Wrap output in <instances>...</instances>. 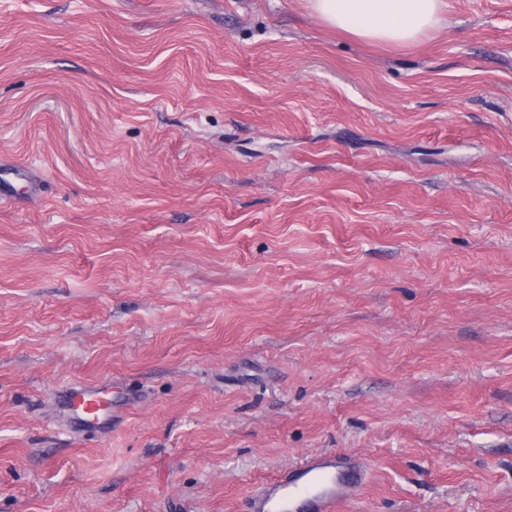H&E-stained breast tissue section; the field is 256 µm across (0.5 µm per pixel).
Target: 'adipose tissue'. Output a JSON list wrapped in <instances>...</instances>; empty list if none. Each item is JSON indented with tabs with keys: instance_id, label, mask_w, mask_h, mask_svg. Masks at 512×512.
Instances as JSON below:
<instances>
[{
	"instance_id": "adipose-tissue-1",
	"label": "adipose tissue",
	"mask_w": 512,
	"mask_h": 512,
	"mask_svg": "<svg viewBox=\"0 0 512 512\" xmlns=\"http://www.w3.org/2000/svg\"><path fill=\"white\" fill-rule=\"evenodd\" d=\"M308 7L326 26L394 48L448 26L446 0H308Z\"/></svg>"
}]
</instances>
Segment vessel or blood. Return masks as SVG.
<instances>
[{
  "instance_id": "vessel-or-blood-1",
  "label": "vessel or blood",
  "mask_w": 512,
  "mask_h": 512,
  "mask_svg": "<svg viewBox=\"0 0 512 512\" xmlns=\"http://www.w3.org/2000/svg\"><path fill=\"white\" fill-rule=\"evenodd\" d=\"M65 408L75 421L86 426L100 424L102 411L94 386L70 389ZM367 478V467L354 455L315 453L297 466L262 484L251 497L248 512H341Z\"/></svg>"
}]
</instances>
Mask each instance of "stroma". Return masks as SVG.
<instances>
[{
  "instance_id": "stroma-1",
  "label": "stroma",
  "mask_w": 512,
  "mask_h": 512,
  "mask_svg": "<svg viewBox=\"0 0 512 512\" xmlns=\"http://www.w3.org/2000/svg\"><path fill=\"white\" fill-rule=\"evenodd\" d=\"M416 46L302 0H0V512H512V0ZM107 386L120 417L59 397ZM97 385H77L69 390L64 410L70 409L75 415V425L95 426L101 423L102 410L99 407ZM76 407V408H74ZM367 478L355 455L315 453L268 480L251 497L248 512H340Z\"/></svg>"
}]
</instances>
